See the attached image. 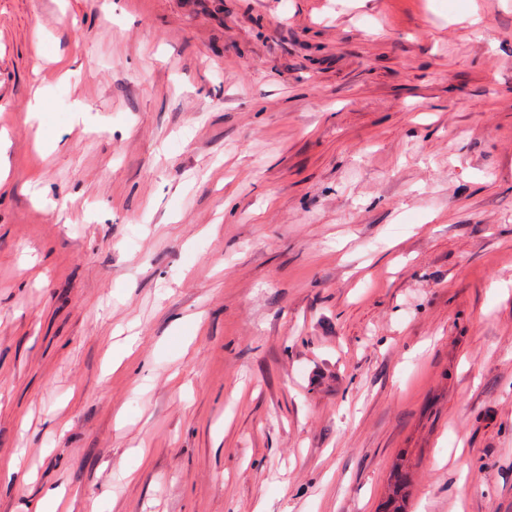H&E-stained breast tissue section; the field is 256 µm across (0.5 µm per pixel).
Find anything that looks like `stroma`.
I'll list each match as a JSON object with an SVG mask.
<instances>
[{
	"instance_id": "1",
	"label": "stroma",
	"mask_w": 512,
	"mask_h": 512,
	"mask_svg": "<svg viewBox=\"0 0 512 512\" xmlns=\"http://www.w3.org/2000/svg\"><path fill=\"white\" fill-rule=\"evenodd\" d=\"M1 131L0 512H512V0H0Z\"/></svg>"
}]
</instances>
